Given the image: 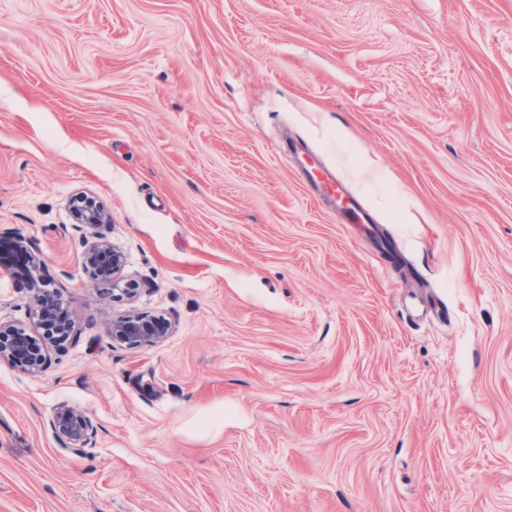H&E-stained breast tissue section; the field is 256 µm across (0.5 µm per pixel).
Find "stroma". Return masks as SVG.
Masks as SVG:
<instances>
[{"mask_svg":"<svg viewBox=\"0 0 512 512\" xmlns=\"http://www.w3.org/2000/svg\"><path fill=\"white\" fill-rule=\"evenodd\" d=\"M80 192L135 297L84 272ZM18 238L73 332L0 273L49 349L0 362V512H512V0H0ZM126 313L172 333L113 343ZM69 207L76 224L92 229L106 223L101 205L92 196L76 195L69 200ZM32 293L35 310L40 323L45 327L54 324L55 335L67 338L71 335V325L61 315V303L48 288H29ZM50 427L61 448L73 453L83 451L97 432L89 417L78 414L65 405L57 409Z\"/></svg>","mask_w":512,"mask_h":512,"instance_id":"stroma-1","label":"stroma"}]
</instances>
